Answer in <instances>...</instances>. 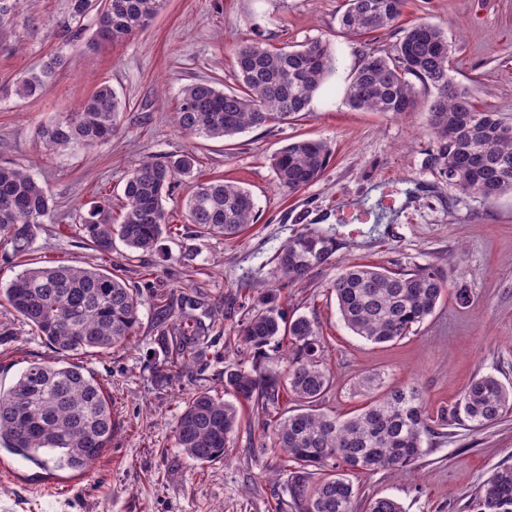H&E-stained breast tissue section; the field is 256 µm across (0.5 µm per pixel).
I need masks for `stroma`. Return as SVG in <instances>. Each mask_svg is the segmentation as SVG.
Here are the masks:
<instances>
[{
	"label": "stroma",
	"instance_id": "1",
	"mask_svg": "<svg viewBox=\"0 0 512 512\" xmlns=\"http://www.w3.org/2000/svg\"><path fill=\"white\" fill-rule=\"evenodd\" d=\"M68 0H6L0 19V163L28 170L53 201L28 257L52 263L102 266L131 284L144 274L164 284L173 302L196 297L215 327L205 356L178 368L169 382L155 373L154 310L144 305L131 342L110 353L82 355L111 395L117 427L83 476L50 477L22 460L0 456V512H280L286 484L275 481L285 462L262 449V429L243 416L231 434L227 459L199 465L176 448L172 425L182 399L197 386L219 385L240 355L229 338L240 318L229 298L275 284V257L296 233L333 235L334 256L290 288V314L315 320L333 381L325 411L345 416L369 402L362 383L384 388L419 384L433 420L451 416L474 375L512 382V194L486 200L460 194L433 166L437 143L424 113L400 116L352 109L346 83L360 57L357 41L338 31L342 0H166L151 26L126 40L94 38L95 15L82 35L63 36ZM440 26L452 47L454 81L482 108L512 119V0H408V25ZM277 47L319 39L337 49V70L307 112L288 125L246 130L230 139L181 135L174 124L182 89L210 81L234 87V50L246 39ZM60 54L64 64L40 96L21 99L14 82ZM126 104L112 141L53 153L42 125L73 111L102 84ZM314 138L332 150L319 180L282 194L271 167L289 141ZM192 153V178L179 179L165 209L178 230L156 250L128 256L115 243L111 256L89 249L71 233L80 208L108 200L123 205L127 175L143 157ZM221 177L248 189L259 218L241 237H200L185 217L199 181ZM409 270L433 263L450 283L468 289L460 304L447 295L416 334L376 345L348 330L329 284L343 263ZM12 336L0 342V386L9 387L33 362L53 360L46 342L0 305ZM442 438L423 442L414 476L392 470L352 475L357 512L373 497H391L403 512H476L474 491L495 467L512 465V416L481 431L451 424Z\"/></svg>",
	"mask_w": 512,
	"mask_h": 512
}]
</instances>
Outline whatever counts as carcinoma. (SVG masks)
<instances>
[{
    "instance_id": "carcinoma-1",
    "label": "carcinoma",
    "mask_w": 512,
    "mask_h": 512,
    "mask_svg": "<svg viewBox=\"0 0 512 512\" xmlns=\"http://www.w3.org/2000/svg\"><path fill=\"white\" fill-rule=\"evenodd\" d=\"M165 0H69L64 30L96 12L95 37L122 41L147 29ZM407 0H345L338 17L350 37L397 26ZM237 87L228 91L197 82L181 92L174 122L190 136L232 138L249 128L286 124L308 110L315 93L336 71V50L313 40L298 49L245 40L234 51ZM63 64L54 55L29 70L14 85L15 95L38 96ZM451 45L437 25L415 23L388 51L364 45L360 63L345 89L355 110L402 115L423 112L438 148V173L464 194L487 200L512 193V123L477 105L467 89L450 76ZM430 90L419 99L413 80ZM123 104L112 87L101 85L73 112L40 131L53 152L93 147L117 134ZM331 154L321 140L285 144L272 167L278 188L294 194L316 182ZM195 158L146 157L123 186V212L112 214L106 202L79 215L75 234L100 254H112L120 240L129 254L152 251L170 231L163 201L174 180L190 177ZM52 210L44 187L27 171L0 166V242L26 262L34 240ZM186 220L204 236L241 235L256 218L245 188L222 179L197 184L186 202ZM336 252L335 238L308 229L295 234L276 256V285L263 288L242 305L243 318L234 345L245 355L224 370L219 388L198 387L187 394L173 425L176 447L193 461L208 464L226 455L241 410L261 421L264 438L289 463L286 488L290 512H354L355 492L344 471L373 474L381 470L413 473L423 454V437L433 433L422 388L395 387L340 419L323 411L331 386L322 361L323 342L315 322L288 315L286 290ZM344 325L364 340L383 344L414 333L445 297L447 277L439 266L411 270L348 263L330 283ZM153 298L156 338L162 359L157 377L198 362L205 354L211 326L176 313L170 296L147 281L128 284L111 272L65 264L24 268L3 296L23 322L54 348L53 362H33L6 390L0 388V449L20 455L50 471L84 474L109 447L116 428L112 400L93 373L71 362L94 349L108 353L124 346L139 325L144 293ZM296 404L281 408L283 394ZM230 399H224V396ZM474 430L512 414V385L497 376L474 378L453 412ZM477 512H512V465L496 467L475 493ZM367 512H402L389 497L371 500Z\"/></svg>"
}]
</instances>
